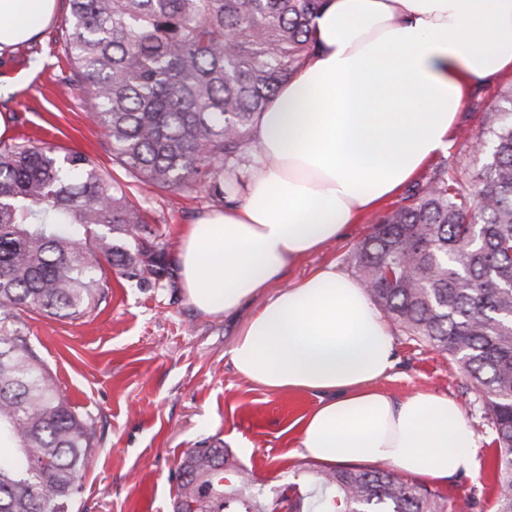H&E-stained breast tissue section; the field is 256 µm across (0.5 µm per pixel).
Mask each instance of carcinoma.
<instances>
[{
	"label": "carcinoma",
	"instance_id": "cac0c4a2",
	"mask_svg": "<svg viewBox=\"0 0 512 512\" xmlns=\"http://www.w3.org/2000/svg\"><path fill=\"white\" fill-rule=\"evenodd\" d=\"M55 42L126 175L222 203L256 151L252 129L314 52L321 0H67ZM473 173L440 164L382 215L352 263L404 333L458 361L484 394L496 448L492 512H512V117L495 115ZM169 274L166 247L119 180L88 155L0 140V512H73L95 422L59 390L21 314L77 320ZM218 445L178 467L173 512H302ZM321 512H458L386 466L315 471Z\"/></svg>",
	"mask_w": 512,
	"mask_h": 512
}]
</instances>
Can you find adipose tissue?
I'll list each match as a JSON object with an SVG mask.
<instances>
[{"mask_svg": "<svg viewBox=\"0 0 512 512\" xmlns=\"http://www.w3.org/2000/svg\"><path fill=\"white\" fill-rule=\"evenodd\" d=\"M59 9L0 0V54ZM313 27L315 53L256 120L240 199L185 230L180 286L206 315L258 302L231 359L269 391L318 395L299 456L388 461L445 482L478 470L480 437L448 396L379 390L395 364L393 331L365 288L332 265L276 284L448 152L477 86L512 76V0H324Z\"/></svg>", "mask_w": 512, "mask_h": 512, "instance_id": "ef3b65f1", "label": "adipose tissue"}]
</instances>
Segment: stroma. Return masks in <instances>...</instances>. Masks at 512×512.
Instances as JSON below:
<instances>
[{
  "instance_id": "obj_1",
  "label": "stroma",
  "mask_w": 512,
  "mask_h": 512,
  "mask_svg": "<svg viewBox=\"0 0 512 512\" xmlns=\"http://www.w3.org/2000/svg\"><path fill=\"white\" fill-rule=\"evenodd\" d=\"M56 30L49 25L36 41L0 56V115L8 136L49 130L47 142L58 153L88 154L106 175L122 178L111 144L87 116L85 89L70 80L71 66L54 42ZM511 108V76L481 86L458 114L449 159L479 169V158L467 154L466 137L489 139L490 115ZM129 195L166 244L172 264L187 224L214 207L193 191L138 182L131 183ZM403 199L396 194L360 214L345 237L299 259L280 287L330 262L353 274V251ZM251 312L247 306L233 317L203 315L187 302L178 278L140 289L115 274L106 303L92 317L24 314L30 341L55 383L95 422L94 462L76 499L77 512H173L177 468L189 449L206 443L220 445L269 487L287 483L294 469L320 468V461L295 453L294 424L315 408L317 396L269 392L241 377L232 363L230 350ZM393 335L396 365L380 388L398 399L417 392L448 395L481 437L479 469L444 484L430 482V489L452 502L476 499L481 512H491L497 492L490 473L494 433L478 388L447 355L401 328ZM242 439L251 443V454L240 452Z\"/></svg>"
}]
</instances>
